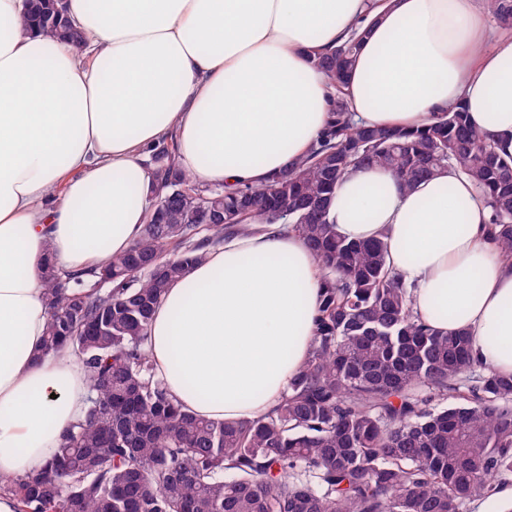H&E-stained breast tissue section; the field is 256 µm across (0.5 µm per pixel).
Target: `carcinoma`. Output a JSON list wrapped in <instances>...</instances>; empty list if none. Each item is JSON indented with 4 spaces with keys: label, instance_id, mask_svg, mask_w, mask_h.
<instances>
[{
    "label": "carcinoma",
    "instance_id": "1",
    "mask_svg": "<svg viewBox=\"0 0 512 512\" xmlns=\"http://www.w3.org/2000/svg\"><path fill=\"white\" fill-rule=\"evenodd\" d=\"M52 2L24 0L21 23L82 47ZM485 7L512 28V0ZM361 40L351 34L317 66L341 84ZM332 111L309 153L262 186H203L179 167L174 144L157 147L156 196L168 201L159 221L96 269L49 270L41 355L78 358L87 407L41 470L0 479L16 512H464L512 479V375L475 358L466 331L422 321L384 243L341 238L326 214L353 168H385L407 188L448 169L479 192L512 253V156L460 104L409 130L354 125L339 95ZM203 206L218 220L201 224ZM282 222L322 270L307 364L267 415L198 418L143 349L154 310L224 236Z\"/></svg>",
    "mask_w": 512,
    "mask_h": 512
}]
</instances>
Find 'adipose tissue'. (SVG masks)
Returning <instances> with one entry per match:
<instances>
[{"mask_svg":"<svg viewBox=\"0 0 512 512\" xmlns=\"http://www.w3.org/2000/svg\"><path fill=\"white\" fill-rule=\"evenodd\" d=\"M82 49L22 28L0 0V475L44 465L83 414L87 377L45 358L47 265L96 267L141 234L153 149L204 185L259 186L329 128L335 89L314 59L366 37L343 85L354 123L405 129L463 104L512 155V34L491 36L475 0H65ZM328 217L351 241L381 240L433 328L465 330L475 355L512 374V258L490 213L445 171L405 188L358 167ZM322 300L318 263L272 224L226 236L172 282L145 349L196 416L266 414L308 360Z\"/></svg>","mask_w":512,"mask_h":512,"instance_id":"obj_1","label":"adipose tissue"}]
</instances>
